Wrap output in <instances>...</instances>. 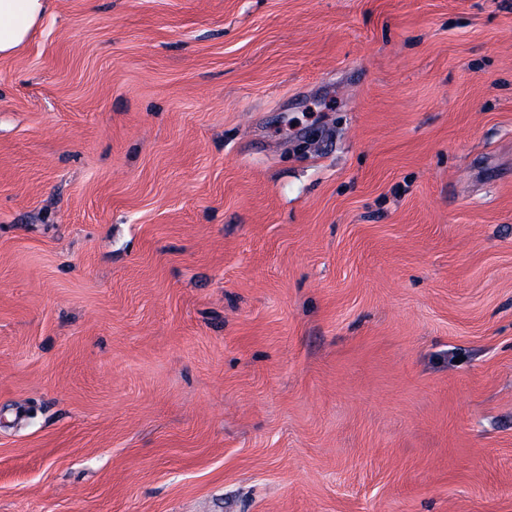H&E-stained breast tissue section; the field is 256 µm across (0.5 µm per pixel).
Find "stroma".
I'll return each mask as SVG.
<instances>
[{
	"label": "stroma",
	"instance_id": "35a3bbf8",
	"mask_svg": "<svg viewBox=\"0 0 512 512\" xmlns=\"http://www.w3.org/2000/svg\"><path fill=\"white\" fill-rule=\"evenodd\" d=\"M0 512H512V0H51Z\"/></svg>",
	"mask_w": 512,
	"mask_h": 512
}]
</instances>
